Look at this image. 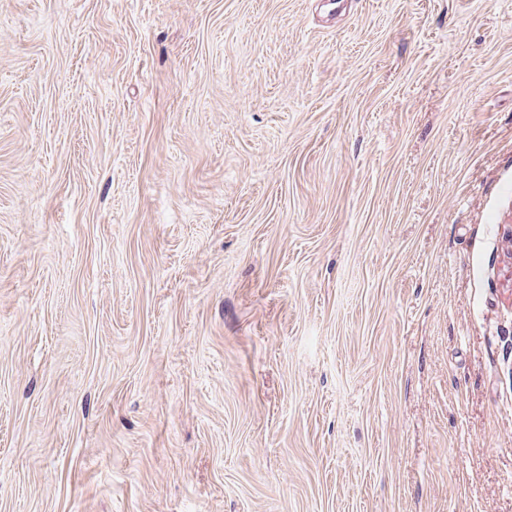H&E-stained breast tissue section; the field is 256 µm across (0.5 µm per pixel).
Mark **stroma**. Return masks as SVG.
<instances>
[{
	"mask_svg": "<svg viewBox=\"0 0 512 512\" xmlns=\"http://www.w3.org/2000/svg\"><path fill=\"white\" fill-rule=\"evenodd\" d=\"M512 0H0V512H512Z\"/></svg>",
	"mask_w": 512,
	"mask_h": 512,
	"instance_id": "stroma-1",
	"label": "stroma"
}]
</instances>
